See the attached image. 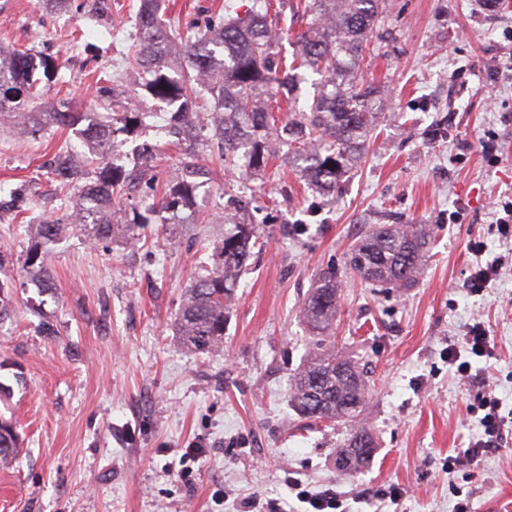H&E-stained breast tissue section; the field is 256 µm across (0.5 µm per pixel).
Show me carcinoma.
Wrapping results in <instances>:
<instances>
[{"label":"carcinoma","mask_w":512,"mask_h":512,"mask_svg":"<svg viewBox=\"0 0 512 512\" xmlns=\"http://www.w3.org/2000/svg\"><path fill=\"white\" fill-rule=\"evenodd\" d=\"M271 0H254L249 18L226 17L214 32L205 33L183 47L185 70L170 74V35L161 15L160 0H137L129 4L137 29L129 47V64L149 74L141 88L152 98L171 108L170 124L181 131L198 126L214 112L223 113L215 133L223 139L224 164L235 165L245 137L251 138L249 164L260 172L268 166L274 151L267 135L275 129L278 139L288 142V163L299 168L309 182L331 193L349 176L365 150L377 108L384 102L380 87L357 80L350 62L361 60L374 40L383 0H313L314 22L297 35L299 50L291 62H274L275 35L268 24ZM304 69L317 76V94L307 109L296 106L293 91L295 71ZM42 72L46 82H64L62 64L54 57L15 53L9 63L0 61V115H17L27 103L40 96ZM210 75L206 84L209 103L197 100L194 82ZM285 112L278 121L274 113ZM84 114L71 103L49 113V121L73 127ZM137 120L126 116L123 125L99 128L91 144L96 161V185L78 196L75 223L92 225L97 240L112 238V194L120 187L134 190L140 167L148 165L152 150L136 148V165L125 170L108 161L124 141L118 134L134 131ZM85 162L72 163L68 153L57 157L54 174L65 187L77 184L85 175ZM200 168L185 163L183 173L158 203L134 215L121 225L125 242L135 244L141 231L161 211L188 205L196 188ZM63 224H40L37 235L43 243L59 238ZM261 236L255 224H238L224 234L217 248L215 269L198 279L190 289L175 320L182 347L210 351L224 343V313L231 303L237 279L246 270L252 249ZM429 241L424 224H376L349 252V269L360 277L392 285L406 286L420 275ZM25 265L33 276H43L47 254L42 246L31 248ZM339 284L333 273L323 275L312 288L303 313L313 334L316 352L296 375L289 394L293 409L306 419L351 426L336 452V471L351 476L374 457L377 442L359 425L370 404L371 384L359 363L336 354L335 330ZM19 448L16 423L0 417V462H11Z\"/></svg>","instance_id":"cac0c4a2"}]
</instances>
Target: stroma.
Wrapping results in <instances>:
<instances>
[{"label": "stroma", "mask_w": 512, "mask_h": 512, "mask_svg": "<svg viewBox=\"0 0 512 512\" xmlns=\"http://www.w3.org/2000/svg\"><path fill=\"white\" fill-rule=\"evenodd\" d=\"M270 15L279 56L296 53L311 0ZM252 0H166L172 31L191 36ZM134 28L127 0H0V53L59 57L65 80L31 109L40 130L0 118V281L12 308L0 320V416L16 421L20 447L0 466V512H245L258 498L298 512L287 481L347 494L351 512H512V433L476 464L449 467L479 426L471 409L494 390L512 417V265L483 292L468 291L471 240L485 259L512 251L492 218L512 196V84L496 79L512 59V0H385L378 24L391 33L357 70L386 101L360 165L326 195L288 163L280 146L264 172L224 167L216 137L169 132L166 109L129 78ZM71 101L108 125L121 113L141 123L132 150L157 147L137 193L112 197V221L161 199L186 150L203 173L192 205L162 211L140 242H93L74 226L78 188L48 174L57 155L83 154L73 130L46 113ZM67 225L49 244L50 282L27 270L35 228ZM238 224L263 229L240 277L212 353L183 349L172 331L195 281ZM375 224L434 230L412 286L376 285L348 269L352 245ZM342 284L336 348L372 384L371 463L339 475L334 455L348 433L300 417L289 405L295 373L313 343L304 303L322 273ZM495 343L480 379L459 376L447 351L469 325ZM203 453L185 464L189 443ZM398 489L397 501L379 492Z\"/></svg>", "instance_id": "obj_1"}]
</instances>
